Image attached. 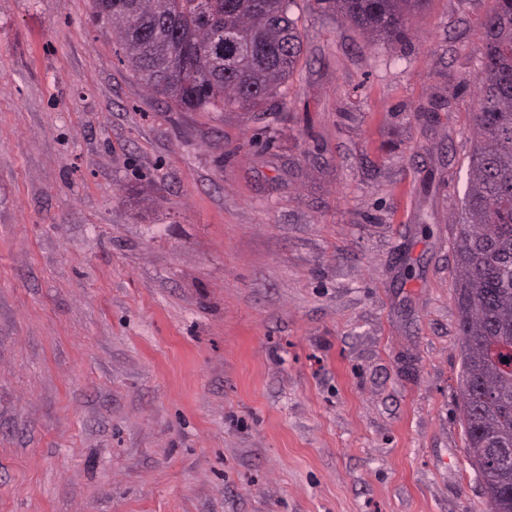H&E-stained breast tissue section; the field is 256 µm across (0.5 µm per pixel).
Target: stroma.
I'll return each instance as SVG.
<instances>
[{"label": "stroma", "instance_id": "obj_1", "mask_svg": "<svg viewBox=\"0 0 512 512\" xmlns=\"http://www.w3.org/2000/svg\"><path fill=\"white\" fill-rule=\"evenodd\" d=\"M490 6L370 43L292 0L257 116L0 0V512H488L451 272Z\"/></svg>", "mask_w": 512, "mask_h": 512}]
</instances>
